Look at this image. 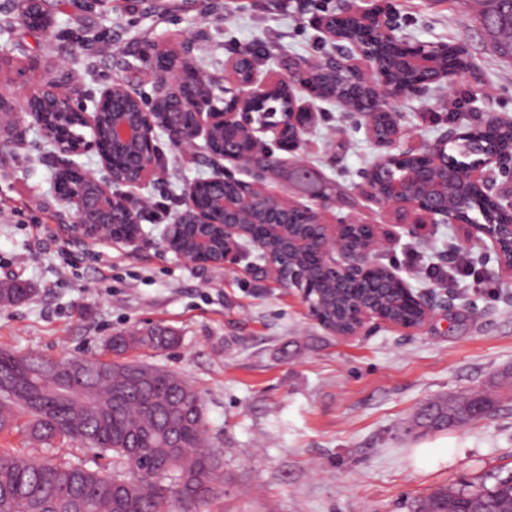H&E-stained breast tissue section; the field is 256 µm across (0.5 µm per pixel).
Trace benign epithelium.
<instances>
[{"instance_id":"benign-epithelium-1","label":"benign epithelium","mask_w":512,"mask_h":512,"mask_svg":"<svg viewBox=\"0 0 512 512\" xmlns=\"http://www.w3.org/2000/svg\"><path fill=\"white\" fill-rule=\"evenodd\" d=\"M339 17L355 18L367 33V42L353 43L342 53L329 56L320 64L299 63L288 75L270 71L261 74L253 66L249 77L242 75V62L250 53L242 49L224 63V75L215 76L198 69L193 61L194 43L184 42L178 48L159 46L154 54L169 59L166 73L155 85V101L163 106L164 129L175 142L185 148H201L205 158L215 166L214 175L207 180L212 191V205L202 209L197 205L199 184L189 185L183 195V209L176 212L173 222L166 225L162 244L169 246L173 231L184 224H212L221 236L222 247L217 258L203 262L200 256L210 249L208 238L197 240L196 248L179 251L177 256L191 264L222 267L225 263L247 262L252 272H260L279 284L299 291L310 316L329 332L344 338L359 335L367 322L380 317L372 304L362 303L351 311L352 325L345 332L336 330L320 307L323 288L312 281L305 265L295 258H310L325 273L326 283L334 288H347L355 282L372 279L378 273L382 280L398 289L403 301L422 312L417 326H422L430 313L446 303L438 294L415 296L407 287L396 268L378 263L376 254L382 246L375 237L370 248L347 250L342 247L355 219L338 218L336 223L326 221L328 209L335 201L314 198L304 205L270 193L267 181L273 176L280 158L265 145L272 138L280 150L295 155L291 172L294 182L303 183L312 169L296 156L303 149L305 135L315 123L317 112L312 104L298 102L295 90L309 86V76L318 69L332 67L348 76L354 83L366 85L375 91L373 107L388 111V104L404 96L424 93L433 86L451 84L463 68L447 62L445 44L410 43L399 35L400 24L389 10L379 7H346ZM397 48L393 66L408 71L414 80L399 83L389 71L380 67L377 54ZM224 86L222 104L213 101L212 91ZM287 89L292 111L284 114L270 112L256 124L249 106L268 101L279 89ZM129 87L117 83L103 88L93 101V108L76 102L62 80L51 79L29 91L23 100V117L37 125H45V114L38 111L36 101L63 103L66 111L80 116L79 127L71 133L69 144L58 143L56 150L63 156L65 170L80 176V184L88 187L81 191H57L59 203L73 212L72 231L86 243L103 236L107 224H134L137 232L121 239V243L135 246L143 235L138 226L139 216L132 206L134 191L147 185L158 173V149L155 144L157 121L155 112L137 106L138 118L126 119L130 111ZM368 134L380 150L377 163L362 173L361 195L373 201L394 219L395 223L445 224L462 226V245L490 247L499 258L501 269L512 275V264H505L503 243L512 245V172L504 175L506 162L497 154L481 153L465 166L448 161V144L468 137L467 127L452 126L432 147L420 151L416 147L398 149L409 132L394 124L390 136L376 134L367 124ZM224 131V153L216 155L209 149L215 131ZM203 144H197V140ZM98 153L102 175L82 170L74 158L88 152ZM416 158L411 165L398 168V174L389 177L383 191L375 189L378 170L395 159ZM230 160L247 171L250 180H237L230 186L224 181L223 160ZM464 181L478 191L492 197L499 210L508 215L503 224L464 222L448 211V183Z\"/></svg>"}]
</instances>
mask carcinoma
Masks as SVG:
<instances>
[{
  "mask_svg": "<svg viewBox=\"0 0 512 512\" xmlns=\"http://www.w3.org/2000/svg\"><path fill=\"white\" fill-rule=\"evenodd\" d=\"M475 21L495 52L512 60V0H483ZM19 18L32 28L47 19L19 0ZM327 98L343 97L350 110L367 113L369 90H353L341 78H315ZM488 143L512 158V123L476 129L468 143L454 148L452 159L465 165L471 144ZM311 194L327 193L346 201L338 182L318 179L306 185ZM468 201L462 216L488 221L494 209L471 187H448V208ZM20 282L0 288V305L28 295ZM179 338L163 327L117 332L105 350L115 359L50 360L0 351V432L26 418L30 436L57 437L90 444L115 456V470L95 471L70 462L36 461L0 448V512H176L188 502L209 504L224 495L218 481L221 451L206 444V419L195 388L173 371L123 355L138 348L167 349ZM492 406L486 397L436 405L433 420L423 426L444 428L474 419V404ZM415 512H512V475L476 489L439 488L420 499Z\"/></svg>",
  "mask_w": 512,
  "mask_h": 512,
  "instance_id": "cac0c4a2",
  "label": "carcinoma"
}]
</instances>
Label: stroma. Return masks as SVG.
Here are the masks:
<instances>
[{
    "instance_id": "35a3bbf8",
    "label": "stroma",
    "mask_w": 512,
    "mask_h": 512,
    "mask_svg": "<svg viewBox=\"0 0 512 512\" xmlns=\"http://www.w3.org/2000/svg\"><path fill=\"white\" fill-rule=\"evenodd\" d=\"M402 31L422 43L463 44L473 61L452 85L392 102L416 145L448 129V102L477 119H512V61L493 50L467 10L468 0H392ZM53 25L33 32L13 0H0V94L21 106L27 90L59 72L83 97L116 81L152 88L145 64L155 45L196 40L194 63L223 74L224 62L252 48L260 70L287 73L334 45L316 23L339 0H114L83 8L46 0ZM23 42L11 56L4 45ZM303 158L357 196L378 150L363 123L333 102L317 101ZM157 184L135 200L144 241L131 247L69 233L71 213L57 202L55 168L37 125L0 142V281L27 283L29 298L0 305V350L61 360L101 354L106 336L160 325L179 338L133 359L185 377L220 448L222 505L201 512H411L414 501L448 486L490 483L512 473V277L495 254L475 247L473 275L458 276L448 250L456 224H427L409 235L380 206L340 204L337 216L377 224L390 238L377 260L399 269L414 294L447 295L418 329L371 321L343 338L314 321L297 290L247 270L193 265L161 246L162 233L190 184L212 167L156 138ZM419 261H412V252ZM476 392L495 398L486 416L439 430L414 427L424 407ZM447 442V459L419 462L417 448ZM37 460L65 459L111 471L112 456L59 438L44 444L24 428L0 434V447Z\"/></svg>"
}]
</instances>
